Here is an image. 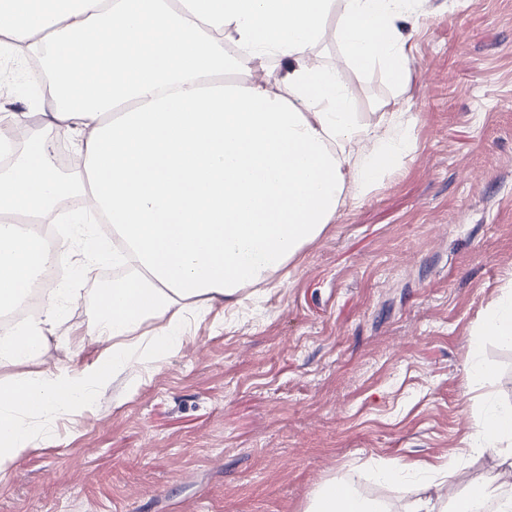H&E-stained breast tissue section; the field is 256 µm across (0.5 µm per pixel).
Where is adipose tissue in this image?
<instances>
[{"label":"adipose tissue","instance_id":"obj_1","mask_svg":"<svg viewBox=\"0 0 512 512\" xmlns=\"http://www.w3.org/2000/svg\"><path fill=\"white\" fill-rule=\"evenodd\" d=\"M406 0H0V35L42 51L55 72L54 127L75 133L80 181L62 180L46 138H33L0 171V302L22 296L33 273L67 240L47 249L10 216L49 213L81 193L108 216L136 271L113 283L86 329L106 345L78 372L58 369L0 384V444L10 459L37 448L22 420L34 412L81 409L84 391L131 360L133 335L156 323L155 356L172 346L181 300L231 297L283 268L329 224L347 181L367 187L408 149L350 110L346 71H405L396 21ZM341 59L308 52L330 14ZM151 25L153 38L140 36ZM232 35L241 52L224 54ZM287 61L269 89L225 82L226 72ZM372 143L366 158L353 148ZM45 324L0 336V363L39 359ZM474 452L499 477L512 476V408L484 416ZM307 512H386L350 485L319 487Z\"/></svg>","mask_w":512,"mask_h":512}]
</instances>
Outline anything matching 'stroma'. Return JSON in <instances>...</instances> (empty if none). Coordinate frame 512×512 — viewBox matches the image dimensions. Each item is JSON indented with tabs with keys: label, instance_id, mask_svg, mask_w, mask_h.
Returning <instances> with one entry per match:
<instances>
[{
	"label": "stroma",
	"instance_id": "stroma-1",
	"mask_svg": "<svg viewBox=\"0 0 512 512\" xmlns=\"http://www.w3.org/2000/svg\"><path fill=\"white\" fill-rule=\"evenodd\" d=\"M400 83L348 73L351 109L410 149L340 205L269 283L192 298L162 360H132L78 415L33 421L40 446L0 468V512H306L328 481L406 512L427 470L441 503L491 474L472 454L485 407L512 406V344L483 335L512 298V0H412L397 23ZM27 62L0 64V99L53 137ZM42 362L0 382L79 370L112 253H76ZM487 379L475 388L473 362ZM402 480L379 481L388 464Z\"/></svg>",
	"mask_w": 512,
	"mask_h": 512
}]
</instances>
